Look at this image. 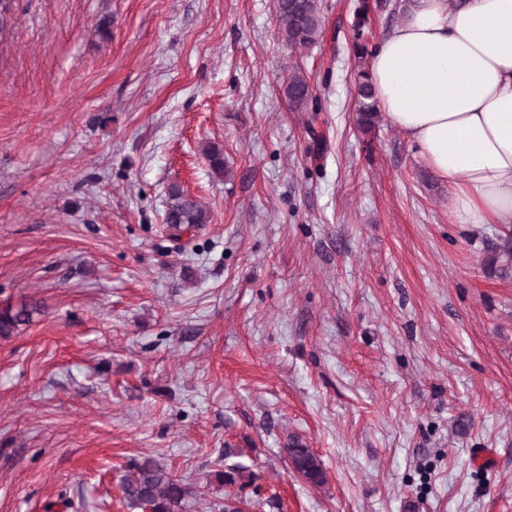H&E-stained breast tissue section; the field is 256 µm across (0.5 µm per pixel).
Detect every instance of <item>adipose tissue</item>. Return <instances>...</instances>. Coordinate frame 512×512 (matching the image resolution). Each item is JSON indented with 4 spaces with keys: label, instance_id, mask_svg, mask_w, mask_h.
I'll return each instance as SVG.
<instances>
[{
    "label": "adipose tissue",
    "instance_id": "ef3b65f1",
    "mask_svg": "<svg viewBox=\"0 0 512 512\" xmlns=\"http://www.w3.org/2000/svg\"><path fill=\"white\" fill-rule=\"evenodd\" d=\"M389 122L448 181L450 218L512 226V0H410L370 59Z\"/></svg>",
    "mask_w": 512,
    "mask_h": 512
}]
</instances>
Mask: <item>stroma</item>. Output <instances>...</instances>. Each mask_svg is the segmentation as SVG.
Returning <instances> with one entry per match:
<instances>
[{
    "label": "stroma",
    "instance_id": "obj_1",
    "mask_svg": "<svg viewBox=\"0 0 512 512\" xmlns=\"http://www.w3.org/2000/svg\"><path fill=\"white\" fill-rule=\"evenodd\" d=\"M274 4L0 18V303L46 305L0 339V512H130L145 455L204 488L185 512L223 502L228 457L258 476L249 512H512V279L486 266L507 231L452 223L410 139L359 125L358 0H322L324 44L296 53ZM174 185L209 224L171 235ZM288 102L295 112H315L312 115V121L317 117L316 95L313 94L310 84L306 77L300 71L291 74L286 87ZM311 105V107H310ZM312 121L307 120L309 129H313ZM288 447V457L295 473L312 486L323 485L325 471L312 449L298 439H292Z\"/></svg>",
    "mask_w": 512,
    "mask_h": 512
}]
</instances>
